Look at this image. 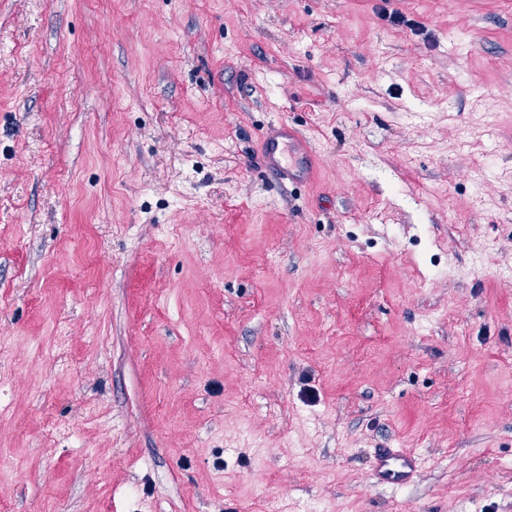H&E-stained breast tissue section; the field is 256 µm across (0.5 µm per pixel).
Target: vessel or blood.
<instances>
[{
  "mask_svg": "<svg viewBox=\"0 0 512 512\" xmlns=\"http://www.w3.org/2000/svg\"><path fill=\"white\" fill-rule=\"evenodd\" d=\"M265 171L279 182L308 181L313 166H300L299 154H311L312 148L301 132L285 122L265 128L260 136ZM420 463L415 454L405 448H378L373 452L371 479L374 484L402 488L418 476Z\"/></svg>",
  "mask_w": 512,
  "mask_h": 512,
  "instance_id": "obj_1",
  "label": "vessel or blood"
}]
</instances>
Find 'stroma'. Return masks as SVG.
<instances>
[{"instance_id":"35a3bbf8","label":"stroma","mask_w":512,"mask_h":512,"mask_svg":"<svg viewBox=\"0 0 512 512\" xmlns=\"http://www.w3.org/2000/svg\"><path fill=\"white\" fill-rule=\"evenodd\" d=\"M0 342L11 512H512V0H0ZM265 171L281 183L307 182L313 175V150L301 132L285 122L272 124L260 136ZM295 148L309 158L305 168L299 167ZM420 463L406 448H375L372 457L371 479L374 484L402 488L419 475Z\"/></svg>"}]
</instances>
